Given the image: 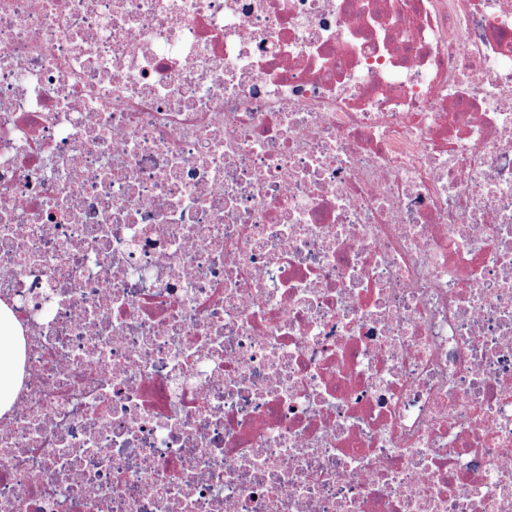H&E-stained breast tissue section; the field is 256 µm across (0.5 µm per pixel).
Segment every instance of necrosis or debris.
<instances>
[{"mask_svg":"<svg viewBox=\"0 0 512 512\" xmlns=\"http://www.w3.org/2000/svg\"><path fill=\"white\" fill-rule=\"evenodd\" d=\"M0 512H512V0H0ZM16 321L7 312L0 314V407H6L19 388L20 337Z\"/></svg>","mask_w":512,"mask_h":512,"instance_id":"obj_1","label":"necrosis or debris"}]
</instances>
